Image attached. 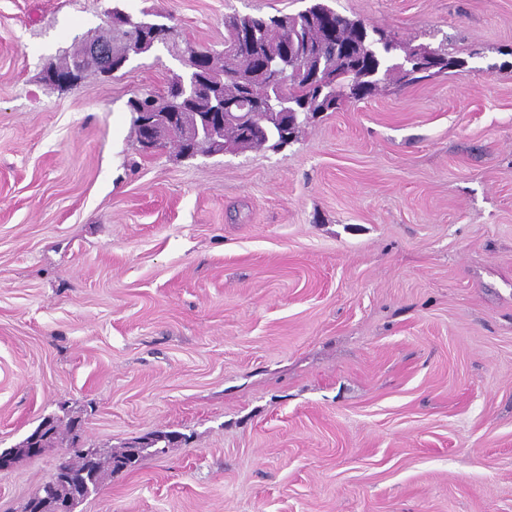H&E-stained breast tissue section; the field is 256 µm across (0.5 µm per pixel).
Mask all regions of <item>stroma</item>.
Returning <instances> with one entry per match:
<instances>
[{"label": "stroma", "mask_w": 512, "mask_h": 512, "mask_svg": "<svg viewBox=\"0 0 512 512\" xmlns=\"http://www.w3.org/2000/svg\"><path fill=\"white\" fill-rule=\"evenodd\" d=\"M328 3L464 65L184 159L127 106L166 48L44 65L115 5L220 50L309 0H0V448L183 435L75 512H512V0ZM74 449L0 472V512ZM95 60L98 67L94 69L98 74L110 77L116 71H112V47L101 44H88L80 61L63 66L59 63H49L43 73V79L47 85L59 90L70 89L80 83L83 75L89 71L85 67V61ZM80 428V420L77 418H69L67 421L61 418L47 417L30 433L17 448H8L10 453L11 466L24 457H31L38 455L33 452L32 440L39 437L37 444L40 448H34L37 452L41 453L43 448H48L60 436L68 435L69 440L75 442L78 439L76 433ZM9 458L5 455H0V471H5L10 468Z\"/></svg>", "instance_id": "obj_1"}]
</instances>
